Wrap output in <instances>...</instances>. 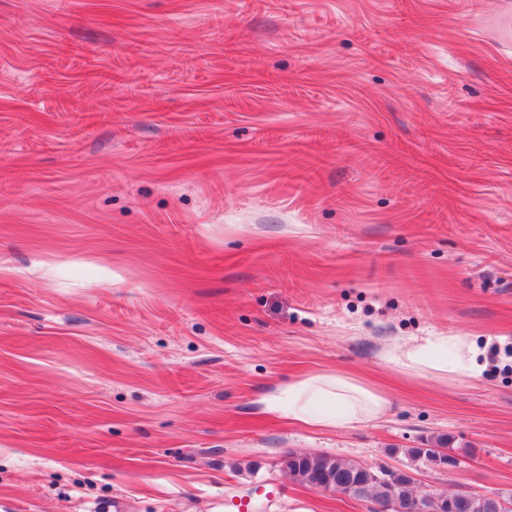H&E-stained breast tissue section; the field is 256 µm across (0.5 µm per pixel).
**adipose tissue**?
Instances as JSON below:
<instances>
[{
    "label": "adipose tissue",
    "instance_id": "obj_1",
    "mask_svg": "<svg viewBox=\"0 0 512 512\" xmlns=\"http://www.w3.org/2000/svg\"><path fill=\"white\" fill-rule=\"evenodd\" d=\"M382 357L400 373L454 384L481 374L473 343L457 333L394 344ZM266 412L316 428L343 429L374 423L389 409L376 387L342 371L304 375L279 395L265 399Z\"/></svg>",
    "mask_w": 512,
    "mask_h": 512
}]
</instances>
